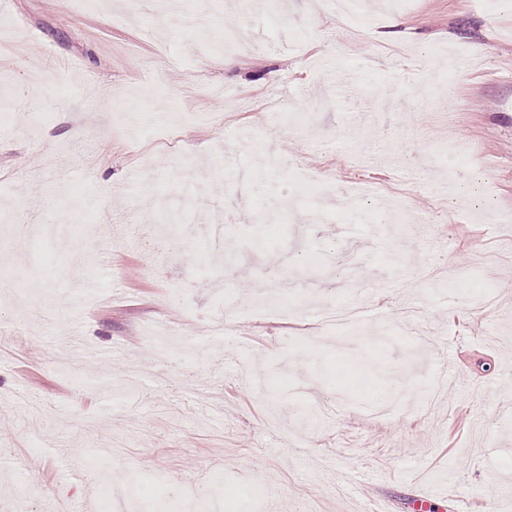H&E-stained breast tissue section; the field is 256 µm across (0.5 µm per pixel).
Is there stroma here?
Returning <instances> with one entry per match:
<instances>
[{
  "label": "stroma",
  "mask_w": 512,
  "mask_h": 512,
  "mask_svg": "<svg viewBox=\"0 0 512 512\" xmlns=\"http://www.w3.org/2000/svg\"><path fill=\"white\" fill-rule=\"evenodd\" d=\"M359 4L0 9V98L29 102L0 123V512L512 508V0ZM273 267L286 316L215 340L223 287L249 300ZM342 305L369 316L288 323ZM448 498V512L462 511L459 501L454 497H448L447 492L441 491L438 495L427 492H415L412 497L414 512H431V502Z\"/></svg>",
  "instance_id": "35a3bbf8"
}]
</instances>
